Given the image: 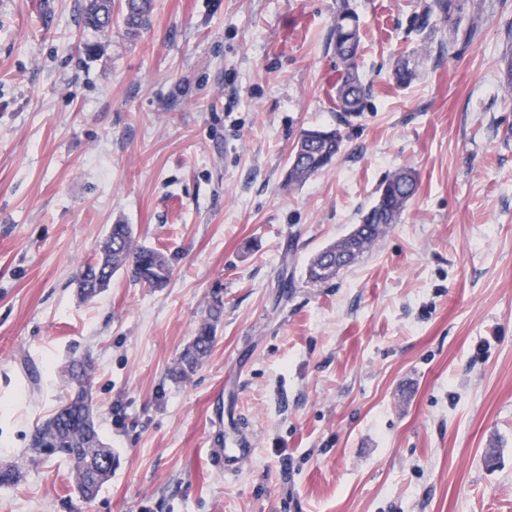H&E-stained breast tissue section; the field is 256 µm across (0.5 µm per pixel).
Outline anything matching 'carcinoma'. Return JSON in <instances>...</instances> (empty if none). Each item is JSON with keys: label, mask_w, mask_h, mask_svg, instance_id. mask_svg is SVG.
<instances>
[{"label": "carcinoma", "mask_w": 512, "mask_h": 512, "mask_svg": "<svg viewBox=\"0 0 512 512\" xmlns=\"http://www.w3.org/2000/svg\"><path fill=\"white\" fill-rule=\"evenodd\" d=\"M111 0H83L77 7V23L84 29L106 32L112 29ZM152 0H123L121 18L126 34L134 35L149 21ZM461 8L459 0H432L416 15V29L422 35L425 50L437 49L438 54H454L459 44L473 40L476 25L466 30L455 27L447 38L435 36L433 14L451 20ZM326 48L336 59V114L337 127L311 129L298 138V153L291 156L284 186L300 185L315 174L330 168L341 153L345 135L341 126L359 117L366 110L371 97V85L359 72L361 33L359 18L348 0H340L336 15L329 25ZM415 171L407 168L385 177L376 189L374 202L361 213V226L350 237L330 244L308 261L305 278L312 284L333 281L342 266L336 264V249L367 252L391 225L398 223L407 202L415 195ZM129 273L135 282L152 288H163L171 280L174 269L164 252L135 243L130 224L110 226L97 257L79 266L76 276L79 294L92 299L109 287L112 277L119 271ZM224 317V302L215 296L208 303L207 316L199 325L172 375L186 378L193 374L209 356L216 328ZM94 364L88 358H78L67 368V382L71 388L67 398L50 418L36 427L30 438V451L64 458L70 465L75 486L86 501L97 497L112 476V448L106 444L97 428L89 390L93 381Z\"/></svg>", "instance_id": "cac0c4a2"}]
</instances>
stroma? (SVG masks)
<instances>
[{"instance_id":"1","label":"stroma","mask_w":512,"mask_h":512,"mask_svg":"<svg viewBox=\"0 0 512 512\" xmlns=\"http://www.w3.org/2000/svg\"><path fill=\"white\" fill-rule=\"evenodd\" d=\"M78 2L0 0V466L19 469L0 512H512V0H462L439 35L477 12L479 33L440 61L413 29L425 0H349L373 95L291 190L300 132L336 124V0H154L133 36L79 29ZM404 167L398 224L307 283ZM117 223L173 278L81 299ZM215 292L213 349L172 379ZM85 355L114 457L90 502L27 451ZM242 425L228 476L208 451ZM252 445L249 438H240L236 439L234 448H224V452L215 450L218 463L223 464L224 473L238 472L240 465L251 456Z\"/></svg>"}]
</instances>
